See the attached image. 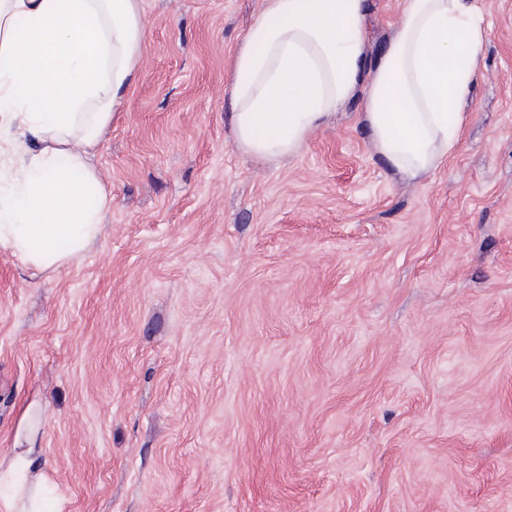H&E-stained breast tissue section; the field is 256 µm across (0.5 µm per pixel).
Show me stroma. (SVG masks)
Wrapping results in <instances>:
<instances>
[{
  "instance_id": "stroma-1",
  "label": "stroma",
  "mask_w": 512,
  "mask_h": 512,
  "mask_svg": "<svg viewBox=\"0 0 512 512\" xmlns=\"http://www.w3.org/2000/svg\"><path fill=\"white\" fill-rule=\"evenodd\" d=\"M474 4L469 117L406 179L357 101L237 149L263 0H141L103 235L53 271L0 248V457L41 448L63 512H512V0ZM365 5L372 62L404 0Z\"/></svg>"
}]
</instances>
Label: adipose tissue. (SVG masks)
<instances>
[{
  "label": "adipose tissue",
  "instance_id": "1",
  "mask_svg": "<svg viewBox=\"0 0 512 512\" xmlns=\"http://www.w3.org/2000/svg\"><path fill=\"white\" fill-rule=\"evenodd\" d=\"M365 0H263L233 59V140L295 155L353 99L389 168L439 167L465 123L489 37L473 0H405L381 62L365 71ZM140 0H0V247L55 270L100 236L112 197L89 156L139 67ZM39 449L0 458V512H46Z\"/></svg>",
  "mask_w": 512,
  "mask_h": 512
}]
</instances>
